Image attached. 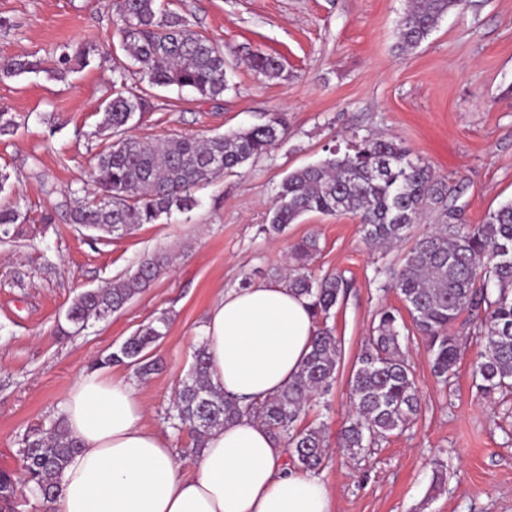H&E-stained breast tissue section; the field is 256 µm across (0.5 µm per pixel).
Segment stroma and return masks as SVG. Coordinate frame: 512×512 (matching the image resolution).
Returning <instances> with one entry per match:
<instances>
[{
  "instance_id": "stroma-1",
  "label": "stroma",
  "mask_w": 512,
  "mask_h": 512,
  "mask_svg": "<svg viewBox=\"0 0 512 512\" xmlns=\"http://www.w3.org/2000/svg\"><path fill=\"white\" fill-rule=\"evenodd\" d=\"M192 28L224 49L232 90L212 101L177 88H148L151 108L133 136L156 142L245 128L270 112L288 131L260 159L193 189L196 206L133 234L92 238L69 220L70 191L92 197L91 170L107 144L96 135L99 110L112 97V69L124 61L113 0H0V58L52 55L58 46L92 39L104 59L62 76L0 79V109L17 128L0 137V172L11 187L0 206L18 203L36 236L0 242V470H18L17 440L57 416L92 361L121 344L160 312L166 336L154 349L164 369L145 380V424L169 437L184 465L197 458L190 433H174L163 416L192 363L215 299L250 282L276 279L290 246L313 235L314 274L337 272L349 293L330 324L342 347L336 381L306 413L336 437L350 412L348 378L377 312L402 307L380 288L378 267L400 261L407 243L371 248L360 219L310 213L283 233L267 234L276 185L317 162L325 144L351 134L399 141L449 185L464 223L512 199V0H471L441 19L415 51L398 49L397 21L406 0H167ZM275 57L283 75L269 79L247 64ZM172 261L122 311L80 332L65 319L80 292L102 287L153 254ZM422 410L409 429L358 458L334 448L318 476L334 512H512V392L484 396L472 372L479 337L464 342L457 373L440 384L423 339H402Z\"/></svg>"
}]
</instances>
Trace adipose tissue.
I'll return each instance as SVG.
<instances>
[{
    "label": "adipose tissue",
    "mask_w": 512,
    "mask_h": 512,
    "mask_svg": "<svg viewBox=\"0 0 512 512\" xmlns=\"http://www.w3.org/2000/svg\"><path fill=\"white\" fill-rule=\"evenodd\" d=\"M314 332L307 300L284 282L224 292L203 331L210 382L248 400L273 396L298 373ZM61 410L80 448L55 512H333L325 484L289 470L283 446L250 416L212 431L187 472L169 440L145 425V402L128 381L83 373Z\"/></svg>",
    "instance_id": "1"
}]
</instances>
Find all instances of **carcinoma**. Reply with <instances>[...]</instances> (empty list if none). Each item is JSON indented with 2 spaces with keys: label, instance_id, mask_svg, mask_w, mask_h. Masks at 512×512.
<instances>
[{
  "label": "carcinoma",
  "instance_id": "1",
  "mask_svg": "<svg viewBox=\"0 0 512 512\" xmlns=\"http://www.w3.org/2000/svg\"><path fill=\"white\" fill-rule=\"evenodd\" d=\"M468 2L409 0L397 24L400 49L417 48L443 16L465 9ZM116 11L120 47L133 64L113 68L112 99L100 110L97 133L110 143L98 153L91 171L99 195L77 201L70 211L71 223L114 239L163 215L191 210L196 205L194 188L268 153L288 129L284 114L271 112L253 126L206 138L176 136L148 143L130 135L136 114L150 108L145 95L129 87L131 81L188 87L211 100L223 97L232 85L223 49L192 30L178 12L163 8L158 0H117ZM102 53L101 45L85 42L71 53L62 51L51 70L33 55L8 57L0 60V75H61L89 67ZM249 65L269 79L282 76L273 56L254 55ZM325 152L319 162L295 169L280 181L270 224L262 231L280 234L309 212L352 213L360 218L366 240L392 245L405 239L424 212H438L442 224L417 240L400 264L383 271L384 287L399 294L413 326L426 339L440 383L448 384L455 375L460 334L473 328L482 344L473 373L477 387L485 395L512 389V200L488 212L483 223L466 224L454 204L459 191L396 140L364 137L345 147L328 146ZM25 223L19 204L1 206L0 240L24 236ZM318 251L314 236L290 249L292 265L285 283L309 300L316 324L311 350L294 380L268 399L245 403L211 385L202 343L164 417L175 432L188 431L201 449L213 430L246 414L279 438L298 469L311 472L323 465L324 424L301 422L311 403L327 394L336 380L342 348L329 320L345 299L348 283L339 273L312 272L309 261ZM165 265L166 256L155 254L133 273L80 293L67 310V321L79 331L92 320L122 310ZM169 324V314L160 313L91 368L122 365L140 379L148 377L159 370L149 350L166 336ZM402 329L398 309H381L349 375L352 412L340 447L353 458L408 428L420 411L414 372L401 351ZM18 445L19 471H0V512H16L21 487L46 508L55 503L65 468L80 448L61 415L47 426L26 430Z\"/></svg>",
  "mask_w": 512,
  "mask_h": 512
}]
</instances>
